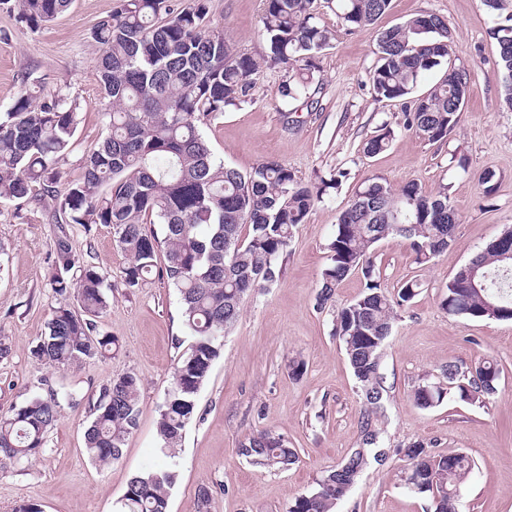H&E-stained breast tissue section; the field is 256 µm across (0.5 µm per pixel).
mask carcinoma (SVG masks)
Returning <instances> with one entry per match:
<instances>
[{
	"label": "carcinoma",
	"mask_w": 512,
	"mask_h": 512,
	"mask_svg": "<svg viewBox=\"0 0 512 512\" xmlns=\"http://www.w3.org/2000/svg\"><path fill=\"white\" fill-rule=\"evenodd\" d=\"M261 26L269 53L258 62L240 54L224 29L207 25L208 0L174 7L170 0H119L108 19L92 32L105 107L106 134L82 158L83 177L61 193L59 162L74 145L78 104L56 96L38 103L23 93L0 113V200L48 197L66 222L90 229L109 224L128 258L124 286L136 288L165 258L162 274L176 288L181 317L191 338L190 351L174 368L173 383L159 407L157 433L162 458L181 445L197 407V395L219 357V337L237 322L248 292L276 277V260L286 251L294 229L319 201L315 187L299 181L287 166L264 160L248 173L216 162L201 126L249 101L260 64L291 70L280 93H306L316 59L331 33L316 22V0H264ZM392 0H323L350 31L373 24ZM71 0H14L19 19L35 29L68 10ZM504 83V103L512 109V24L492 31ZM448 22L416 13L381 33L377 62L370 72L375 98L402 101L417 96L408 127L439 141L460 124L468 99L470 73L451 64ZM448 64L444 77L416 95L422 76ZM390 133L369 139L364 152L377 155ZM160 224L163 235L146 230ZM456 212L442 188L424 194L415 183L393 191L373 178L356 192L339 216L329 248L331 263L322 274L317 304L326 305L336 288L361 269L365 288L336 314L335 331L362 396L360 447L295 498L289 512H332L357 483L367 452L379 441L376 428L385 389L380 355L395 321L394 307L418 295L406 282L392 297L378 284L373 247L389 237L410 241L415 260L430 263L453 241ZM51 288L59 300L48 332L33 350L41 364L65 370L103 358L116 340L101 331L109 307L106 273L92 264L75 265L65 231L56 237ZM476 287L465 278L448 280L441 305L451 315L512 321V258L491 246L475 254ZM448 392L469 404H482L497 390L500 370L485 361L468 372L448 365ZM140 379L127 373L106 385L85 432L84 450L101 466L119 462L127 437L138 426ZM422 409L438 406L443 389L431 382L413 392ZM61 411L58 394L36 396L0 416V465L40 454L47 432ZM238 454L260 468L285 469L298 459L279 435L260 433L240 443ZM403 481L428 495L434 512H457L459 486L472 468L463 454L435 456L424 443L404 449ZM177 479L174 465L132 476L118 512H169V493Z\"/></svg>",
	"instance_id": "1"
}]
</instances>
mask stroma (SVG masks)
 <instances>
[{
    "label": "stroma",
    "instance_id": "1",
    "mask_svg": "<svg viewBox=\"0 0 512 512\" xmlns=\"http://www.w3.org/2000/svg\"><path fill=\"white\" fill-rule=\"evenodd\" d=\"M116 5L72 0L66 12L35 31L16 12L0 8V113L26 90L79 104L74 149L60 164L65 186L81 178L82 155L104 137L99 50L91 33ZM209 7L212 25L223 27L239 51L258 59L267 54L263 0H209ZM420 12L446 19L451 61L471 75L459 127L436 142L408 127L411 104L377 100L369 82L379 33ZM318 17L332 40L319 56L308 100L283 98L284 71L265 69L247 104L203 127L215 159L241 172L273 158L313 186L336 172L342 179L295 230L276 262L275 280L246 296L238 321L226 332L177 450L169 512H196L203 484L211 488L208 512H288L296 497L312 491L357 448L362 403L333 325L337 310L362 293L364 279L351 274L325 308H318L316 296L340 213L361 184L376 177L396 190L410 182L427 193L447 187L457 223L451 246L425 266L416 263L405 239L382 240L375 250L382 288L393 293L410 280L421 288L397 307L381 354L388 390L386 417L379 422L384 455L369 458L334 512H433L431 500L406 488L401 477L399 451L416 441L436 455L472 458L458 512H512V322L453 316L441 306L456 271L512 227V111L503 103L491 36L495 22L512 17V0H500L496 10L483 0H392L388 12L356 32L329 9H320ZM384 128L392 132L387 149L364 155V143ZM487 171L494 174L490 194L479 181ZM62 230L77 262L94 263L112 276V302L101 323L118 348L107 359L58 372L31 351L58 304L50 279L54 241ZM126 265L111 225L62 227L51 200L0 201V341L10 348L0 354V414L51 387L73 396L63 403L42 453L0 468V512L23 505L39 512H117L128 479L160 464L158 409L191 340L180 321L178 292L166 277L156 271L129 289L123 284ZM486 360L501 370L486 403L449 396L424 410L414 402V387L442 382L448 364L465 370ZM292 361L303 363L300 375L291 374ZM128 372L141 380L139 424L119 463L103 467L84 453L90 407L105 385ZM265 431L296 449L298 460L289 469L255 468L239 456L241 441Z\"/></svg>",
    "mask_w": 512,
    "mask_h": 512
}]
</instances>
